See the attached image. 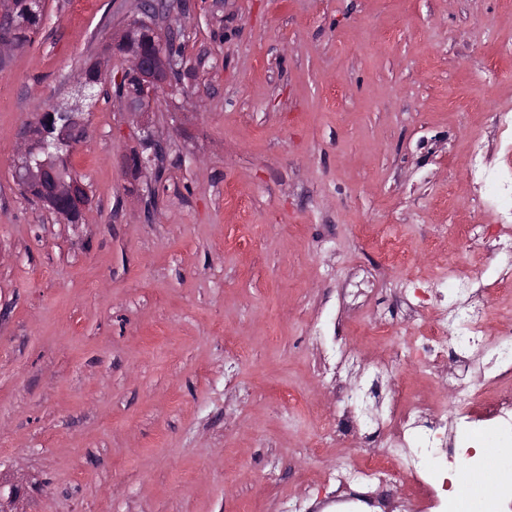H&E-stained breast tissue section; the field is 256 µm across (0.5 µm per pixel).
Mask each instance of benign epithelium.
<instances>
[{
  "instance_id": "1",
  "label": "benign epithelium",
  "mask_w": 512,
  "mask_h": 512,
  "mask_svg": "<svg viewBox=\"0 0 512 512\" xmlns=\"http://www.w3.org/2000/svg\"><path fill=\"white\" fill-rule=\"evenodd\" d=\"M161 0H143V17L135 19L130 26L147 25L154 37L153 47L136 52L123 50L129 62L127 73L138 79L136 91L119 98L124 107L141 116L152 108L159 90L171 83L177 74L176 59L169 54L167 46L174 41L170 32L162 33L153 22ZM17 19L13 12V0H0V27L13 28ZM39 118L55 133V140L46 145H36L37 136L32 129L23 131L17 158L16 181L21 191L49 205L57 213L67 216L81 212L87 203L86 188L80 179L61 174L54 164L57 152L67 148L77 140L87 137V124L80 112H42ZM144 148L149 154H135L127 159V165L141 172L159 160L163 147L151 131H146ZM5 483L0 482V512H19L14 505L21 490L10 485L4 491Z\"/></svg>"
}]
</instances>
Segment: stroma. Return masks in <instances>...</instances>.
<instances>
[{
	"mask_svg": "<svg viewBox=\"0 0 512 512\" xmlns=\"http://www.w3.org/2000/svg\"><path fill=\"white\" fill-rule=\"evenodd\" d=\"M77 2L45 0L0 66V478L21 512H331L356 450L318 366L351 351L353 391L407 339L390 289L346 302L380 261L359 229L406 239L392 282L482 261L466 150L512 105V0H167L156 25L183 56L142 173L110 84L141 0ZM96 63L108 83L79 104ZM75 105L72 224L21 194L15 163L39 113ZM409 483L361 489V512H414ZM145 137L143 139L145 145V150H151L149 154L146 156L141 154H135L132 157L127 159V165L131 167V169H135L138 172L143 171V169H147L155 164V161H158L163 153V147L158 139L155 138L150 129L147 128L145 131Z\"/></svg>",
	"mask_w": 512,
	"mask_h": 512,
	"instance_id": "obj_1",
	"label": "stroma"
}]
</instances>
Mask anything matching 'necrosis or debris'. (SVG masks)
<instances>
[{
	"mask_svg": "<svg viewBox=\"0 0 512 512\" xmlns=\"http://www.w3.org/2000/svg\"><path fill=\"white\" fill-rule=\"evenodd\" d=\"M494 143L476 136L470 147L473 192L466 205L476 215L491 214L496 231L485 237L494 253L512 255V158L495 159ZM486 278L477 265L461 260L432 284L406 280L401 295L428 287L429 295L410 302L424 322L414 346L418 368L453 392L455 413L424 398H413L389 413L376 435H365V451L351 473L370 486L394 483L405 475L421 490L422 512H457L448 484L460 468L482 474L492 466L489 449L512 443V316L503 315L497 331L488 329L491 301ZM462 363L475 382L458 387L442 375L448 359ZM384 451H376V443Z\"/></svg>",
	"mask_w": 512,
	"mask_h": 512,
	"instance_id": "4bbe7bcc",
	"label": "necrosis or debris"
}]
</instances>
